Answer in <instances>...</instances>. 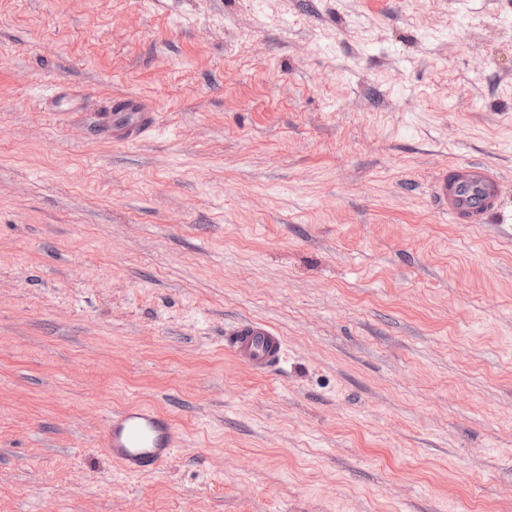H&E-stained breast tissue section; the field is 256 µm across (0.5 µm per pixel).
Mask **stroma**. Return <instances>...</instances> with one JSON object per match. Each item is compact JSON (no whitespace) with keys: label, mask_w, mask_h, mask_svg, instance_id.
<instances>
[{"label":"stroma","mask_w":512,"mask_h":512,"mask_svg":"<svg viewBox=\"0 0 512 512\" xmlns=\"http://www.w3.org/2000/svg\"><path fill=\"white\" fill-rule=\"evenodd\" d=\"M154 129H94L113 98ZM512 0H0V512H512ZM284 339L260 374L239 320ZM174 458L124 474L108 411ZM434 196L455 224H483L490 216L504 220L497 176L481 163L468 162L441 173ZM224 347L254 371L265 373L284 357V343L268 324L241 320L224 332ZM98 443L125 474L155 471L173 456V420L149 405L129 406L107 418Z\"/></svg>","instance_id":"obj_1"}]
</instances>
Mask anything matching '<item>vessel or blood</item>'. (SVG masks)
Wrapping results in <instances>:
<instances>
[{
	"label": "vessel or blood",
	"mask_w": 512,
	"mask_h": 512,
	"mask_svg": "<svg viewBox=\"0 0 512 512\" xmlns=\"http://www.w3.org/2000/svg\"><path fill=\"white\" fill-rule=\"evenodd\" d=\"M103 122L115 127L127 142L139 140L153 128L151 112L136 96L115 99ZM434 196L456 224H481L501 214L498 179L480 163L460 164L441 173ZM224 347L259 373L278 366L284 357L282 337L268 324L253 320L239 321L226 330ZM98 443L124 473L140 474L157 470L172 458L177 431L172 419L159 409L129 406L112 412Z\"/></svg>",
	"instance_id": "vessel-or-blood-1"
}]
</instances>
